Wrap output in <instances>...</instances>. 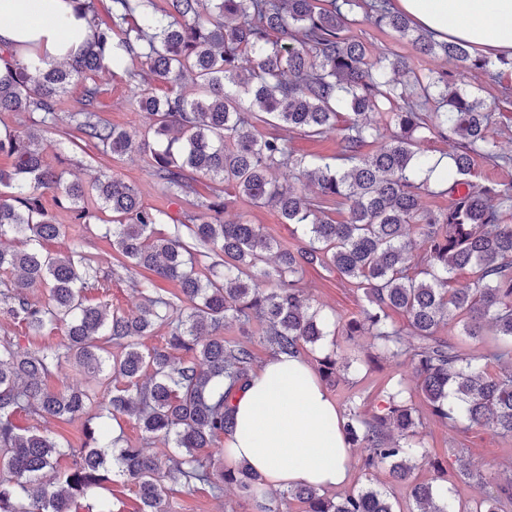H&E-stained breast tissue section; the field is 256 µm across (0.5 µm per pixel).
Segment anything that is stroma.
Segmentation results:
<instances>
[{"mask_svg": "<svg viewBox=\"0 0 512 512\" xmlns=\"http://www.w3.org/2000/svg\"><path fill=\"white\" fill-rule=\"evenodd\" d=\"M352 35L369 45L372 51L391 50L405 58L412 66L425 71H445L457 87L475 93L485 103L497 109L496 121L489 134L499 144L503 153L512 155V106L500 108L497 86L486 83L476 72L462 68L457 62L441 56L417 54L412 45L401 40L389 30H380L370 25H357L351 29ZM137 60H126L122 69L110 73H97L91 80L101 91L99 111L104 120L112 125L135 130L145 123V115L135 107L128 95L126 72L138 68ZM59 137L53 132L42 135L41 146L47 162L63 170L67 179L91 183L100 172L109 170L114 175L134 185L144 205L165 210L173 218H183L194 209L193 198L166 197L158 190L154 179L139 153L133 152L122 157L104 156L84 143L59 145ZM44 210L62 224L63 232L57 239L48 242L47 248L53 252H65L73 244L95 256L103 274L108 275L107 290H91V302H106L124 312L136 310L140 296L134 286L141 280L137 268L118 269L115 254L104 233L112 217L110 213H100L98 220L92 221L90 228L73 224L70 215L57 206L53 193H45L42 198ZM226 219L244 218L259 225L262 231L289 245L298 244L301 230L297 225L282 223L278 213L269 207H259L244 197L236 198L225 214ZM301 285L309 294L313 305L323 308L343 323L357 317L363 305V293L355 284L341 277L336 270L320 265L307 266L302 274ZM409 368L390 362H379L375 368L361 367L360 371H349L348 378L329 387L328 393L338 409H345L353 391L366 395V411L372 412L380 404L375 397L378 385L389 379L411 377ZM426 447L436 454L442 472L441 476L448 494L456 502L469 503L481 495L480 488L461 479L458 473V455H465L472 467L487 471L494 469L497 461L512 441L497 435L492 429L481 428L471 431L451 429L438 423L431 424L424 436ZM171 512H252L251 507L233 488H225L222 497H213L208 487L197 485L179 488L170 497Z\"/></svg>", "mask_w": 512, "mask_h": 512, "instance_id": "35a3bbf8", "label": "stroma"}]
</instances>
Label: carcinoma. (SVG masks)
Segmentation results:
<instances>
[{"label":"carcinoma","instance_id":"cac0c4a2","mask_svg":"<svg viewBox=\"0 0 512 512\" xmlns=\"http://www.w3.org/2000/svg\"><path fill=\"white\" fill-rule=\"evenodd\" d=\"M71 2L88 17V45L35 69L0 54V112L37 113L43 127L62 137L75 133L104 154L138 149L166 196L192 192L197 175L214 187L158 236L155 226L171 217L143 205L131 184L108 175L88 186L67 182L46 162L30 127L0 135V154L12 158L10 169H0V314L33 337L63 332L56 347L0 342V512H112L100 491L114 477L134 485L140 512H170L177 485L204 484L217 497L231 486L257 498L256 473L209 452L235 426L232 399L251 379L253 335L273 356L319 347L317 372L329 385L350 368L336 340L323 344L336 335V323L311 306L301 286L303 268L313 264L363 291L359 316L342 324L345 341L369 336L374 359L410 368L428 414L403 379L383 391L382 408L370 414L357 395L342 430L348 446L361 449L365 487L332 496L290 487L270 493L261 512H293L295 502L300 512H396L387 491L373 485L381 469L410 489L409 512H512V454L488 474L459 457L463 478L491 486L468 507L441 499L438 486L415 476L432 464L421 441L432 421L488 427L512 439V183L470 180L474 157L510 166L512 155L488 134L494 113L450 85L448 75L421 73L391 51L375 56L348 32L359 23L389 29L418 54L456 60L492 83L501 69L512 70V58H498L493 70L464 45L434 39L391 0H168L164 10L154 0H112L106 22L93 0ZM126 55L142 66L127 72L131 101L146 117L137 131L101 119L100 88L86 83ZM147 73L170 83L169 91L155 95ZM185 82L193 95L180 91ZM76 83L83 84L80 107L58 111ZM258 123L312 138L336 126V155L330 162L298 156L288 137L256 133ZM424 129L456 144L450 170L436 180L418 136ZM279 172L302 187H284ZM434 181L448 196L444 209L422 206ZM47 192L75 224L87 227L95 217L86 206L90 195L112 212L107 235L121 267L147 272L137 311L89 301L88 290L103 287L93 256L79 247L45 249L63 228L43 209ZM239 196L300 226L301 244L284 245L245 220L224 222L221 214ZM339 205L347 206L342 221L329 215ZM8 237L23 247L5 245ZM212 253L220 260L200 267ZM467 267L474 287H451L452 274ZM156 277L176 282L179 293H159ZM36 285L46 288L42 302L28 297ZM393 312L405 323L393 322ZM228 324L246 340H224ZM161 327L165 343L146 345ZM445 327L493 342L467 355L440 336ZM63 359L85 384L47 386ZM22 412L83 421L79 457L61 464L71 443L19 428ZM107 416L135 417L145 435L173 451L150 455L109 438Z\"/></svg>","mask_w":512,"mask_h":512}]
</instances>
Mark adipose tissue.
Returning a JSON list of instances; mask_svg holds the SVG:
<instances>
[{"instance_id": "ef3b65f1", "label": "adipose tissue", "mask_w": 512, "mask_h": 512, "mask_svg": "<svg viewBox=\"0 0 512 512\" xmlns=\"http://www.w3.org/2000/svg\"><path fill=\"white\" fill-rule=\"evenodd\" d=\"M395 10L439 40L512 56V0H393ZM89 33L69 0H0V47L37 65L60 60ZM235 427L224 461L260 473L266 489H334L350 474L341 414L307 358L278 356L255 371L233 400Z\"/></svg>"}]
</instances>
